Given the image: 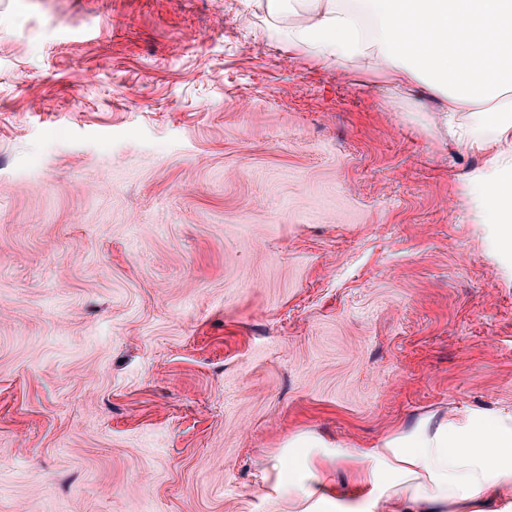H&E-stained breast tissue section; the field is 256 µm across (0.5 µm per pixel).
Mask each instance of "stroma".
Returning a JSON list of instances; mask_svg holds the SVG:
<instances>
[{
    "mask_svg": "<svg viewBox=\"0 0 512 512\" xmlns=\"http://www.w3.org/2000/svg\"><path fill=\"white\" fill-rule=\"evenodd\" d=\"M254 0H0V512H288L294 437L512 415L481 154Z\"/></svg>",
    "mask_w": 512,
    "mask_h": 512,
    "instance_id": "obj_1",
    "label": "stroma"
}]
</instances>
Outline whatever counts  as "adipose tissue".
<instances>
[{
  "instance_id": "1",
  "label": "adipose tissue",
  "mask_w": 512,
  "mask_h": 512,
  "mask_svg": "<svg viewBox=\"0 0 512 512\" xmlns=\"http://www.w3.org/2000/svg\"><path fill=\"white\" fill-rule=\"evenodd\" d=\"M288 49L366 69L387 100L442 113L458 149L512 173V0H310L288 23ZM486 215L512 251V183L481 186ZM345 465L365 488L347 512H500L512 496V417L433 420L352 451L292 449L280 468L298 493L290 512H338L324 474Z\"/></svg>"
}]
</instances>
